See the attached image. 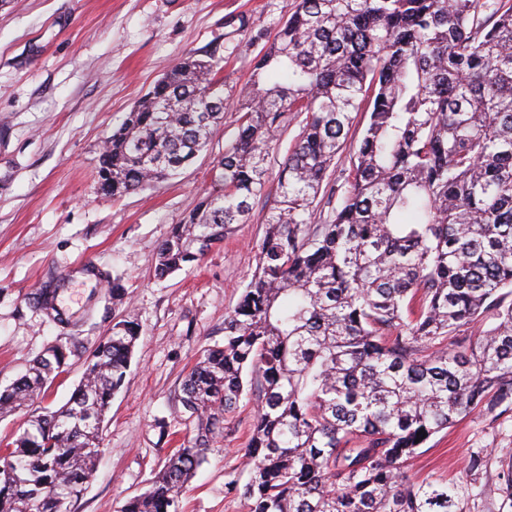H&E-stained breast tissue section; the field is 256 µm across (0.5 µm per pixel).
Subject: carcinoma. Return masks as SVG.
<instances>
[{"instance_id":"1","label":"carcinoma","mask_w":512,"mask_h":512,"mask_svg":"<svg viewBox=\"0 0 512 512\" xmlns=\"http://www.w3.org/2000/svg\"><path fill=\"white\" fill-rule=\"evenodd\" d=\"M221 62L188 55L128 113L100 156L103 192L151 189L207 149L229 109ZM234 111L212 192L159 247L161 277L245 222L276 128L301 130L224 345L182 381L196 434L120 512H178L245 397L248 478L232 488L249 512H465L483 454L450 485L405 466L457 418L512 411V0H296ZM360 111L341 183L334 161ZM321 193L330 211L315 224ZM138 338L135 320L115 322L68 401L8 445L0 512H72ZM66 358L52 346L0 389V418L32 406Z\"/></svg>"}]
</instances>
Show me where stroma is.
<instances>
[{"label":"stroma","mask_w":512,"mask_h":512,"mask_svg":"<svg viewBox=\"0 0 512 512\" xmlns=\"http://www.w3.org/2000/svg\"><path fill=\"white\" fill-rule=\"evenodd\" d=\"M294 0H9L0 6V387L53 344L70 347L67 370L38 400L57 409L113 321L141 326L124 388L103 429L104 451L75 512H119L146 491L172 448L196 425L179 401L185 373L204 349L223 344L224 315L256 266L265 198L252 203L197 264L166 277L156 253L174 225L212 189L211 168L236 133L225 113L211 144L155 190L115 197L96 171L125 114L190 52L218 48L224 95L237 100L254 57L273 42ZM126 297L112 303V280ZM59 292L66 323L33 303ZM254 405L241 401L223 441L180 497L181 512H248L232 482H246L243 450ZM488 455L473 476L466 512H512L503 493L512 469V413H473L433 435L410 460L412 481L461 476L471 453Z\"/></svg>","instance_id":"1"}]
</instances>
